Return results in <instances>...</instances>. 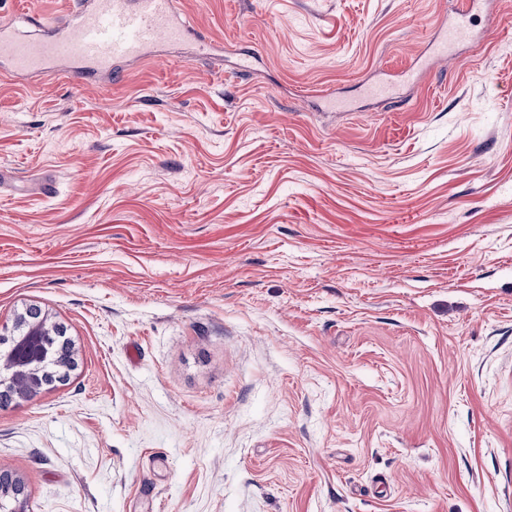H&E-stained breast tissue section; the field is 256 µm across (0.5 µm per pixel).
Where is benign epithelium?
Instances as JSON below:
<instances>
[{
  "instance_id": "benign-epithelium-1",
  "label": "benign epithelium",
  "mask_w": 512,
  "mask_h": 512,
  "mask_svg": "<svg viewBox=\"0 0 512 512\" xmlns=\"http://www.w3.org/2000/svg\"><path fill=\"white\" fill-rule=\"evenodd\" d=\"M54 346L52 331L46 322L35 318L27 323L23 336L17 340V352L0 354V369L9 375L13 390L22 396H33L42 388L45 378L40 367ZM0 501H12V512H28L23 482L0 472Z\"/></svg>"
}]
</instances>
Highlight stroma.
<instances>
[{
	"label": "stroma",
	"mask_w": 512,
	"mask_h": 512,
	"mask_svg": "<svg viewBox=\"0 0 512 512\" xmlns=\"http://www.w3.org/2000/svg\"><path fill=\"white\" fill-rule=\"evenodd\" d=\"M224 68L0 71V407L29 512H512V27L456 0H182ZM418 84L405 104L368 83ZM472 37L470 30L462 22L458 20L443 22L439 26L438 35L432 41L433 52L428 59L429 64L438 60L454 59L456 56L452 50L455 46ZM25 327V319L18 321L15 331L20 333ZM54 345L50 327L42 319L34 318L27 323L23 336L18 338L17 352L12 355L1 352V370L7 371L16 393L33 396L42 388L46 379L40 374V367Z\"/></svg>",
	"instance_id": "35a3bbf8"
}]
</instances>
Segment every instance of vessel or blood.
<instances>
[{"instance_id": "1", "label": "vessel or blood", "mask_w": 512, "mask_h": 512, "mask_svg": "<svg viewBox=\"0 0 512 512\" xmlns=\"http://www.w3.org/2000/svg\"><path fill=\"white\" fill-rule=\"evenodd\" d=\"M197 34L181 0H77L65 20L48 22L24 11L1 16L0 69L29 81L47 72L109 78ZM470 37L462 22L442 23L432 60L453 59L455 46Z\"/></svg>"}]
</instances>
